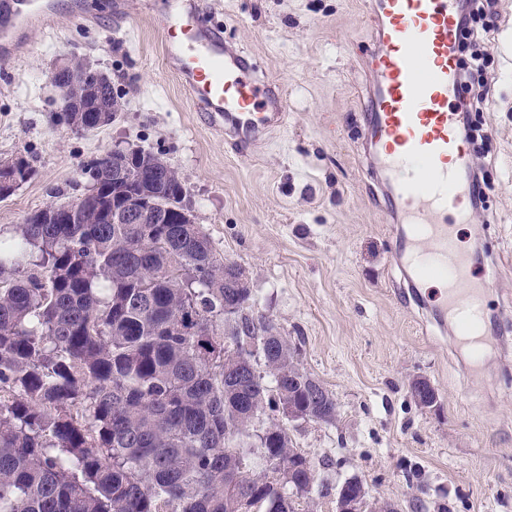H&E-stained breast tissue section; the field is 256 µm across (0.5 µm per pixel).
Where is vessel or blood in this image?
Here are the masks:
<instances>
[{
    "mask_svg": "<svg viewBox=\"0 0 512 512\" xmlns=\"http://www.w3.org/2000/svg\"><path fill=\"white\" fill-rule=\"evenodd\" d=\"M11 20L0 25V58H14L29 28L53 26L49 0H14ZM460 0H374L376 79L361 130L376 170L387 181L394 225L390 258L399 267L416 307L439 323L453 321L458 342L475 365L491 345L487 299L498 289L496 266H474L451 233L472 217L470 153L460 135L453 99L461 84ZM205 0H170L155 19L163 54L190 91L195 111L222 128L232 148L249 149L288 123V100L257 75L237 46L225 43L207 18ZM443 281L438 306L420 287Z\"/></svg>",
    "mask_w": 512,
    "mask_h": 512,
    "instance_id": "1",
    "label": "vessel or blood"
}]
</instances>
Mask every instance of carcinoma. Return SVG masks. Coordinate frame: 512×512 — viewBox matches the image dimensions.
<instances>
[{"label": "carcinoma", "instance_id": "obj_1", "mask_svg": "<svg viewBox=\"0 0 512 512\" xmlns=\"http://www.w3.org/2000/svg\"><path fill=\"white\" fill-rule=\"evenodd\" d=\"M133 158L124 195L150 190L170 223H112L104 153L90 159L100 186L80 223H41L42 208L0 230V512H295L288 485L323 497L328 486L280 423L251 447L253 421L288 405L334 423L336 401L250 288L224 287L229 261L199 227L176 223L174 168ZM234 301L248 314L226 326ZM256 342L258 353L243 348ZM410 391L437 404L424 379ZM237 454L276 467L242 473Z\"/></svg>", "mask_w": 512, "mask_h": 512}]
</instances>
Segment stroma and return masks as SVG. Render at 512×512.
<instances>
[{"label": "stroma", "mask_w": 512, "mask_h": 512, "mask_svg": "<svg viewBox=\"0 0 512 512\" xmlns=\"http://www.w3.org/2000/svg\"><path fill=\"white\" fill-rule=\"evenodd\" d=\"M54 30L0 62V161L34 175L0 201V229L81 193L80 165L115 145L152 152L179 174L184 203L214 252L244 271L260 311L296 347L301 369L336 400L335 423L288 434L329 484L356 477L398 512H512V318L493 317L504 355L471 371L454 331L406 306L389 258L383 186L360 137L374 48L368 0H208L226 42L288 96V126L247 155L232 152L189 106L166 65L154 15L163 0H52ZM496 81L472 150L487 204L453 233L474 260L512 270V0L491 17ZM68 59L106 73L123 112L86 134L60 123L51 76ZM438 394L415 405L412 380Z\"/></svg>", "instance_id": "35a3bbf8"}]
</instances>
